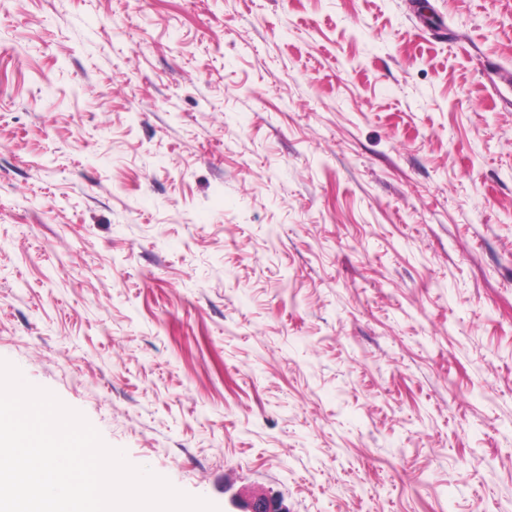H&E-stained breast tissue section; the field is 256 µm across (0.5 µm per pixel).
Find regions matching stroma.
Segmentation results:
<instances>
[{
	"instance_id": "stroma-1",
	"label": "stroma",
	"mask_w": 512,
	"mask_h": 512,
	"mask_svg": "<svg viewBox=\"0 0 512 512\" xmlns=\"http://www.w3.org/2000/svg\"><path fill=\"white\" fill-rule=\"evenodd\" d=\"M0 359L241 512H512V0H0Z\"/></svg>"
}]
</instances>
